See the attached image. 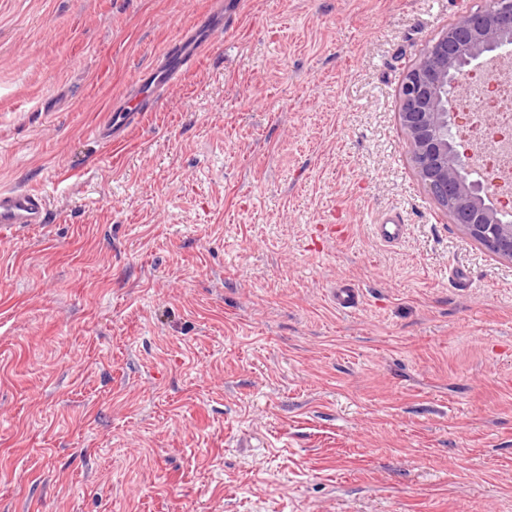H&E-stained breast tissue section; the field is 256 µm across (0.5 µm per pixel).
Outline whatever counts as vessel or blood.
Masks as SVG:
<instances>
[{
    "instance_id": "b4317fda",
    "label": "vessel or blood",
    "mask_w": 512,
    "mask_h": 512,
    "mask_svg": "<svg viewBox=\"0 0 512 512\" xmlns=\"http://www.w3.org/2000/svg\"><path fill=\"white\" fill-rule=\"evenodd\" d=\"M223 29L224 16L219 13L202 19L194 28L184 32L167 49L161 62L142 74L135 91L113 102L107 124L98 130L99 137L113 145L123 141L127 128L138 114L155 109L164 91L195 69L204 48L212 43L215 33ZM48 219V197L45 193L25 188L0 190L1 236L22 227L39 228ZM375 230L381 240L392 244L402 239L405 224L396 217L381 218Z\"/></svg>"
}]
</instances>
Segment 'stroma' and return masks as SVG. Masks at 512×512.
I'll return each instance as SVG.
<instances>
[{
    "instance_id": "stroma-1",
    "label": "stroma",
    "mask_w": 512,
    "mask_h": 512,
    "mask_svg": "<svg viewBox=\"0 0 512 512\" xmlns=\"http://www.w3.org/2000/svg\"><path fill=\"white\" fill-rule=\"evenodd\" d=\"M482 4L242 0L109 147L215 0H0V189L52 213L0 238V512H512V263L397 116ZM219 3L216 16L204 18L184 32L167 49L161 62L142 74L135 91L112 103L108 123L98 129L105 143L116 145L123 141L127 128L139 112L155 109L163 92L195 69L200 54L213 42L214 34L224 30V2ZM376 223L374 224L376 233L384 242L397 243L403 238L405 224L398 217L377 219Z\"/></svg>"
}]
</instances>
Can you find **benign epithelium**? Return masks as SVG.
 Segmentation results:
<instances>
[{
	"label": "benign epithelium",
	"mask_w": 512,
	"mask_h": 512,
	"mask_svg": "<svg viewBox=\"0 0 512 512\" xmlns=\"http://www.w3.org/2000/svg\"><path fill=\"white\" fill-rule=\"evenodd\" d=\"M512 54V0H485L429 40L399 90L398 121L415 173L452 221L493 254L512 260V205L473 161L453 130L458 98L475 71Z\"/></svg>",
	"instance_id": "obj_1"
}]
</instances>
